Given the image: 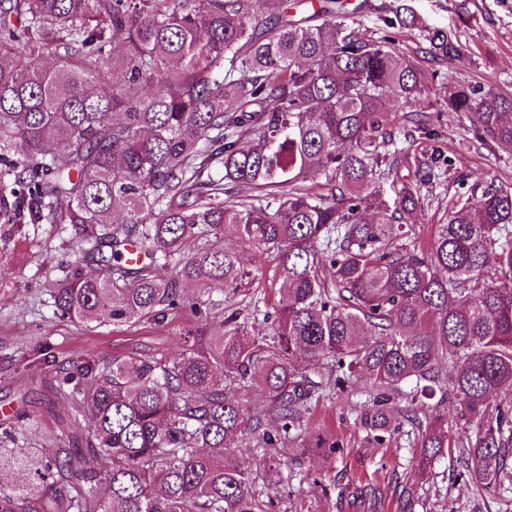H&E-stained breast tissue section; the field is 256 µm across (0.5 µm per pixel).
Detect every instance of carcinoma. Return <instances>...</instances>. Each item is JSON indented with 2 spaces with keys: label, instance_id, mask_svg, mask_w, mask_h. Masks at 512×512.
Returning <instances> with one entry per match:
<instances>
[{
  "label": "carcinoma",
  "instance_id": "cac0c4a2",
  "mask_svg": "<svg viewBox=\"0 0 512 512\" xmlns=\"http://www.w3.org/2000/svg\"><path fill=\"white\" fill-rule=\"evenodd\" d=\"M303 5L297 19L288 0H0V240L69 232L78 260L54 315L208 319L206 287L246 277L227 237L277 250L283 284L261 336H239L233 311L220 334L182 333L175 357L62 369L87 430L35 454L16 447L25 417L1 423L16 484L0 512H269L254 485L273 463L245 470L235 452L300 438L312 400L355 378L372 386L360 423L376 444L407 423L420 468L451 453L474 490L512 488V404L490 406L512 392V187L481 177L427 250L397 244L440 176L439 150L408 151L419 183L383 198L399 137H438L420 58L348 25L341 0ZM383 23L419 30L450 72L466 64L405 5ZM444 102L472 140L512 149V93L450 78ZM438 392L475 431H452Z\"/></svg>",
  "mask_w": 512,
  "mask_h": 512
}]
</instances>
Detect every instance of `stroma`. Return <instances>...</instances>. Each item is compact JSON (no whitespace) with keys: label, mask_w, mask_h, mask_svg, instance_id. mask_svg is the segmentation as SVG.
<instances>
[{"label":"stroma","mask_w":512,"mask_h":512,"mask_svg":"<svg viewBox=\"0 0 512 512\" xmlns=\"http://www.w3.org/2000/svg\"><path fill=\"white\" fill-rule=\"evenodd\" d=\"M368 11L356 14L354 26L380 36V14L388 7L411 6L425 23L457 37L471 56L457 70L456 80H478L512 92V0H368ZM435 142L443 158L453 164L451 181L430 187L429 196L409 219L412 240L430 242L451 199L457 198L459 180L494 177L512 184V150L470 143L455 113L441 112ZM225 248L242 251L247 277L237 290L213 286L212 299L226 309L239 310L242 336L267 332L266 324L251 315V300L274 306L279 298L274 251H258L229 238ZM78 252L66 235L48 224L27 226L24 236L0 241V412L27 413L19 447L33 453L60 433L78 430L68 418L54 387L62 363L91 360L99 364L131 352L176 356L177 335L203 327L219 331L221 320L203 322L184 311L160 325L141 323L116 326L103 320L88 326L57 318L50 292L61 267L74 263ZM29 357L30 368L19 367ZM368 386L357 381L351 392L334 391L312 404L307 414L312 430H328L343 443L342 453L329 460L302 453L299 443L280 444L267 454L277 462L273 479L256 484L259 495L272 504V512H399L404 491H412L414 512H512V492L488 490L474 494L460 477L455 458L436 461L426 471L413 466L406 435L380 447L368 439L357 417Z\"/></svg>","instance_id":"35a3bbf8"}]
</instances>
